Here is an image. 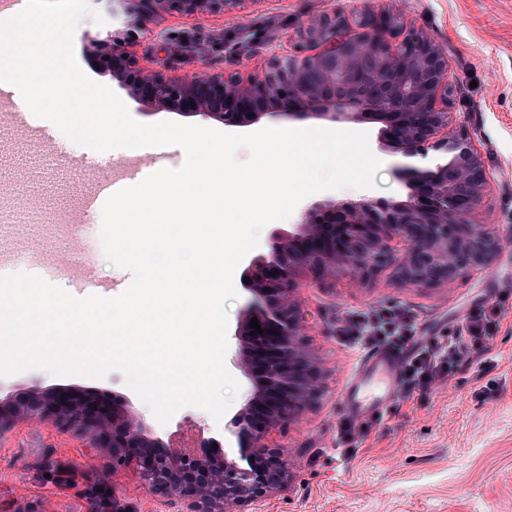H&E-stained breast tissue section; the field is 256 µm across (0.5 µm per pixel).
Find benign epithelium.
<instances>
[{
    "label": "benign epithelium",
    "mask_w": 512,
    "mask_h": 512,
    "mask_svg": "<svg viewBox=\"0 0 512 512\" xmlns=\"http://www.w3.org/2000/svg\"><path fill=\"white\" fill-rule=\"evenodd\" d=\"M132 27L165 12H223L241 0H132ZM331 11L301 28L296 53L274 57L262 78L242 81L222 73L172 78L146 71L129 51L133 33L117 31L90 44L129 94L159 109L204 115L236 126L264 115L385 122L382 137L423 168L404 169L407 198L401 201L330 204L309 209L294 233H271L268 251L246 268L253 302L235 335L244 361L256 372L248 407L224 430L239 443L240 457L217 448L178 451L152 437L125 405L81 399L60 390L36 393L0 407V435L19 421L48 422L75 430L97 448L112 449V462L136 467L152 492L192 499L190 512H241L240 507L284 489L288 459L272 436L296 420L316 399L323 369L300 343L310 314L295 296L297 279L346 272L359 285L394 266L400 280L420 288L445 287L467 268L484 269L501 241L494 227L476 224L489 173L468 133L448 132V56L423 35H402L392 0L377 17L358 24ZM443 107H438V104ZM257 318L263 333L254 336Z\"/></svg>",
    "instance_id": "1"
}]
</instances>
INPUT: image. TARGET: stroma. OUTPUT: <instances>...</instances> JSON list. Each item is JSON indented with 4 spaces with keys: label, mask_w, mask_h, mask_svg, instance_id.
I'll return each instance as SVG.
<instances>
[{
    "label": "stroma",
    "mask_w": 512,
    "mask_h": 512,
    "mask_svg": "<svg viewBox=\"0 0 512 512\" xmlns=\"http://www.w3.org/2000/svg\"><path fill=\"white\" fill-rule=\"evenodd\" d=\"M383 0H243L235 9L186 16L168 12L134 44L141 67L171 77L205 70L263 75L268 60L289 55L306 21L330 9L357 18ZM105 19L83 18L73 47L81 69L115 89L130 115L142 123L174 121L217 128L204 116L143 106L128 98L87 36H106L129 26L128 0H90ZM408 27L425 32L448 55V110L452 127L467 131L492 174L473 216L495 225L501 249L489 268L465 270L451 286L418 288L400 281L393 268L367 286L344 276L298 279L295 295L313 317L305 350L320 362L322 388L300 418L276 436L292 463L283 491L244 512H512V0H398ZM312 128L367 133L381 163L374 187L346 186L305 198L277 228L293 229L306 208L333 203L402 200L405 157L380 141L376 119L355 123L266 115L237 126L240 134L260 129ZM0 246L13 249L20 266L52 261L54 283L77 289L67 272L74 250L87 258L97 293L120 295L129 271L110 264L101 241V214H86L80 229L35 223L32 212L65 214L78 204L84 178L77 167L91 156L83 145L56 137L52 148L71 163L53 181L41 178L48 148L23 133L0 129ZM397 305L413 317L415 333L447 335L473 314L490 321L487 340L471 349V363L450 380L418 392L372 425L354 456H345L338 435L348 416L345 389L370 353L347 340L340 328L348 313ZM50 388L86 397H117L158 436L167 427L127 386L120 371L101 379L56 377L42 369L0 376V405ZM188 502L144 488L137 473L112 463L78 433L49 423L21 422L0 437V512H187Z\"/></svg>",
    "instance_id": "1"
}]
</instances>
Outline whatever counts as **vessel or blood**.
Segmentation results:
<instances>
[{
    "label": "vessel or blood",
    "instance_id": "vessel-or-blood-1",
    "mask_svg": "<svg viewBox=\"0 0 512 512\" xmlns=\"http://www.w3.org/2000/svg\"><path fill=\"white\" fill-rule=\"evenodd\" d=\"M0 110L4 111L11 124L29 134L35 140L52 142L53 131L50 127L35 123L34 115L26 105L15 86L0 87ZM165 148H142L140 160L124 164L119 175L111 180L95 183L82 194L83 212L95 210L117 191L135 185L156 171L158 158L164 156ZM397 354L389 351H377L369 355L359 375L350 384L346 400L351 414L366 417L381 412L394 398L398 386Z\"/></svg>",
    "mask_w": 512,
    "mask_h": 512
}]
</instances>
